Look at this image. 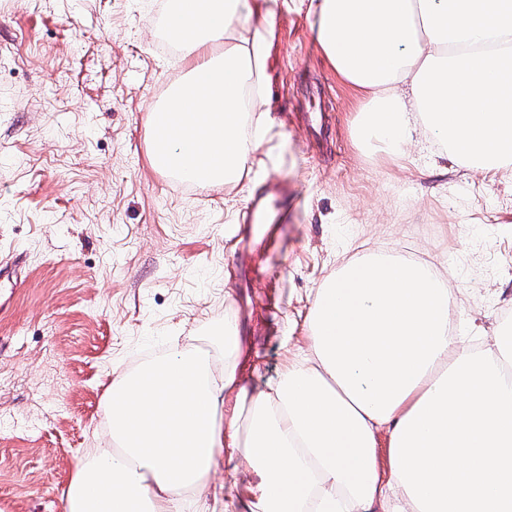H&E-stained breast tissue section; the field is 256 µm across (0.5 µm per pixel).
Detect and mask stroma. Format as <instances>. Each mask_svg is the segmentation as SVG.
Segmentation results:
<instances>
[{
  "label": "stroma",
  "instance_id": "stroma-1",
  "mask_svg": "<svg viewBox=\"0 0 512 512\" xmlns=\"http://www.w3.org/2000/svg\"><path fill=\"white\" fill-rule=\"evenodd\" d=\"M171 0H0V512H62L76 462L110 442L112 381L155 348L217 352L236 311L238 374L261 383L308 346L313 295L384 249L440 266L456 333L481 350L511 328L512 169L442 172L361 151L360 92L325 59L306 10L269 34L264 164L234 187H190L150 160L153 105L183 79L162 44ZM322 113L327 137L313 135ZM292 190L276 243L228 244L267 178Z\"/></svg>",
  "mask_w": 512,
  "mask_h": 512
}]
</instances>
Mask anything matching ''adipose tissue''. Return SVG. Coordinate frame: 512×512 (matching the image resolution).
<instances>
[{"label": "adipose tissue", "mask_w": 512, "mask_h": 512, "mask_svg": "<svg viewBox=\"0 0 512 512\" xmlns=\"http://www.w3.org/2000/svg\"><path fill=\"white\" fill-rule=\"evenodd\" d=\"M297 4L363 95L364 146L512 165V0H173L168 29L192 64L152 112L156 168L211 187L252 173L271 130L267 33ZM449 319L434 265L346 261L316 290L308 348L254 387L229 314L223 365L185 346L113 380V446L78 461L62 512H184L190 491L207 512H512V336L478 354ZM244 469L259 478L247 500L213 478Z\"/></svg>", "instance_id": "obj_1"}]
</instances>
